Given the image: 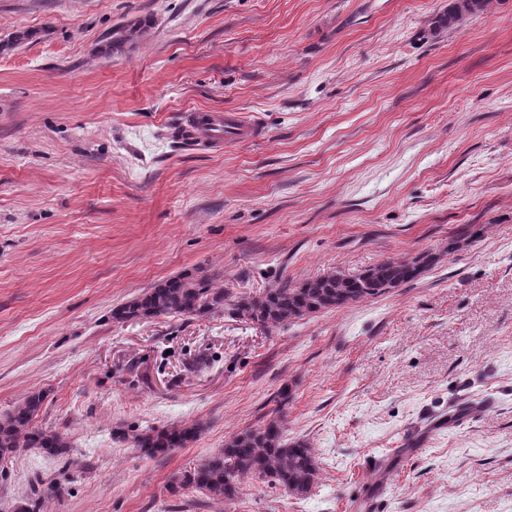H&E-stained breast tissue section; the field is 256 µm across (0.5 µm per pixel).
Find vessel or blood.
I'll return each instance as SVG.
<instances>
[{
    "instance_id": "b4317fda",
    "label": "vessel or blood",
    "mask_w": 512,
    "mask_h": 512,
    "mask_svg": "<svg viewBox=\"0 0 512 512\" xmlns=\"http://www.w3.org/2000/svg\"><path fill=\"white\" fill-rule=\"evenodd\" d=\"M171 136L189 146L202 145L219 151L230 144L262 139L264 128L241 112L198 109L174 124Z\"/></svg>"
}]
</instances>
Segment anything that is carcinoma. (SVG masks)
<instances>
[{"mask_svg":"<svg viewBox=\"0 0 512 512\" xmlns=\"http://www.w3.org/2000/svg\"><path fill=\"white\" fill-rule=\"evenodd\" d=\"M496 0H450L448 13L438 26H453L471 16L491 12ZM148 23L112 32L107 49L119 50L133 42ZM435 262L424 252L414 257L388 260L356 276L336 272L307 279L295 286L286 284L266 288L255 295L228 298L206 278L178 275L145 291L112 310L118 322L141 321L159 316L175 317L226 310L267 329L363 298H376L418 278ZM46 400L43 391L33 392L10 412L0 416V461L23 449L34 448L57 460L71 448L69 440L56 429L39 427L36 419ZM200 432L198 424H173L162 428L131 430L133 446L151 454L171 448H184ZM318 463L303 441H288L280 410L255 428H246L224 441V448L207 459L184 468L171 483V493L202 492L217 500H232L239 483L253 477L278 484L294 494L307 493L315 482Z\"/></svg>","mask_w":512,"mask_h":512,"instance_id":"carcinoma-1","label":"carcinoma"}]
</instances>
